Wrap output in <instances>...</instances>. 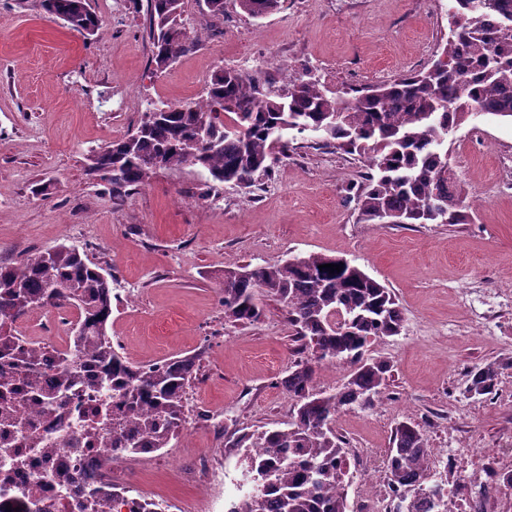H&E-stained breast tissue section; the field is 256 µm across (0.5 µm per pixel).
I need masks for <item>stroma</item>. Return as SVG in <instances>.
Returning a JSON list of instances; mask_svg holds the SVG:
<instances>
[{
	"label": "stroma",
	"instance_id": "obj_1",
	"mask_svg": "<svg viewBox=\"0 0 512 512\" xmlns=\"http://www.w3.org/2000/svg\"><path fill=\"white\" fill-rule=\"evenodd\" d=\"M93 39L47 15L40 0H0V261L61 244L84 249L117 280L109 336L136 364L198 355L185 400L186 438L163 468L139 472L173 512H225L182 473L215 449V486L242 479L240 452L219 426L261 433L295 416L281 381L296 359L282 305L263 297L253 324L224 316L220 275L294 255L347 258L389 288L400 335L373 339L368 356L393 368L372 407L336 418L346 443L349 507L386 487V452L407 422L427 438L431 480L484 512H512V488L475 472L512 466V122L469 117L448 135L454 178L475 210L470 224H361L358 155L310 147L297 135L258 186L224 185L202 199L193 168L158 171L116 201L88 171L90 150L137 125L148 102L203 95L232 66L319 81L343 91L427 67L449 36V0H284L261 19L224 0L216 20L185 0L197 44L155 72L146 12L132 0H92ZM495 361L490 394L470 392V370ZM452 458L456 468L440 466Z\"/></svg>",
	"mask_w": 512,
	"mask_h": 512
}]
</instances>
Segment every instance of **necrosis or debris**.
I'll return each mask as SVG.
<instances>
[{"label":"necrosis or debris","mask_w":512,"mask_h":512,"mask_svg":"<svg viewBox=\"0 0 512 512\" xmlns=\"http://www.w3.org/2000/svg\"><path fill=\"white\" fill-rule=\"evenodd\" d=\"M76 318L72 307L30 311L17 326L24 347L40 352L35 363L0 354V379L15 388L0 396V512H154L155 501L121 480L130 461L112 450L111 388L82 387L51 411L26 386L36 371L59 376L48 350L70 347L59 330Z\"/></svg>","instance_id":"4bbe7bcc"}]
</instances>
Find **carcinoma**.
<instances>
[{"label": "carcinoma", "mask_w": 512, "mask_h": 512, "mask_svg": "<svg viewBox=\"0 0 512 512\" xmlns=\"http://www.w3.org/2000/svg\"><path fill=\"white\" fill-rule=\"evenodd\" d=\"M259 19L281 0H239ZM50 16L89 38L101 29L90 0H42ZM184 0H146L151 62L161 70L175 63L197 39L183 18ZM445 56L428 70L344 97L301 76L280 80L267 72L234 67L215 71L205 96L179 105L147 103L140 123L124 137L90 151L88 171L120 199L146 184L160 168H195L203 198L226 183L252 187L269 176L272 163L293 149L290 133L312 137L311 147L358 154L366 163L365 187L357 195L361 224H468L467 194L450 171L448 134L472 115L512 121V0H451ZM336 257L310 253L264 266L224 271V315L254 323L261 296L285 309L294 341L311 349L282 380L296 415L287 429L257 436L241 433L230 447L243 448L254 491L228 512H349L342 440L333 422L343 409L368 408L386 389L389 361L365 357L372 339L397 336L404 317L394 294L361 268ZM112 273L85 251L61 244L0 263V351L20 362L29 351L12 339L15 324L35 307L77 304L81 311L73 348L58 353L64 373L45 393L54 410L64 393L79 386H112V444L129 455L167 448L185 417L186 389L195 379L197 356L138 366L107 334L112 319ZM344 363L347 380L334 393L314 389L316 368ZM499 365L469 372V391L492 393ZM388 485L396 512H447L444 488L430 483L425 434L398 425L386 454Z\"/></svg>", "instance_id": "carcinoma-1"}]
</instances>
